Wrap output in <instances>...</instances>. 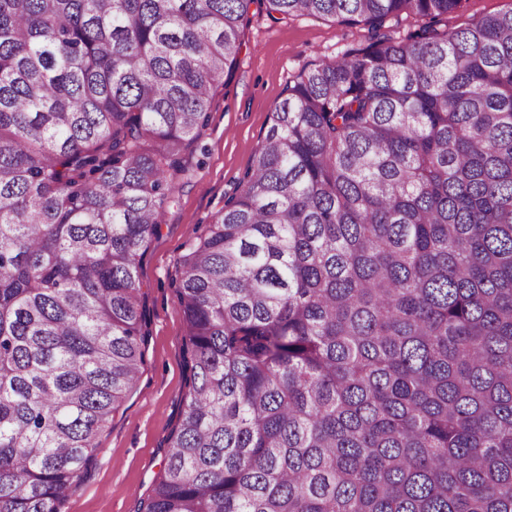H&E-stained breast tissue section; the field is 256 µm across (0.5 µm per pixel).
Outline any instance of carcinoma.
Masks as SVG:
<instances>
[{
    "instance_id": "carcinoma-1",
    "label": "carcinoma",
    "mask_w": 512,
    "mask_h": 512,
    "mask_svg": "<svg viewBox=\"0 0 512 512\" xmlns=\"http://www.w3.org/2000/svg\"><path fill=\"white\" fill-rule=\"evenodd\" d=\"M255 0H0V512H60L142 365L139 270ZM407 42L303 70L178 261L138 512H512V9L265 0ZM512 7V0H466L460 10L448 14L440 22V27L455 31L467 27L474 20ZM423 21L414 15H402L398 22L391 21L382 30L394 41H400L420 28Z\"/></svg>"
}]
</instances>
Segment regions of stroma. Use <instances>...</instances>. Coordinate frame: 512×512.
Here are the masks:
<instances>
[{
  "mask_svg": "<svg viewBox=\"0 0 512 512\" xmlns=\"http://www.w3.org/2000/svg\"><path fill=\"white\" fill-rule=\"evenodd\" d=\"M242 41L234 71L215 93L207 126L184 159L177 202L165 210L159 234L147 244L140 269L147 331L141 374L61 512H137L149 495L163 472L167 438L187 392L184 324L171 286L178 259L237 194L288 84L319 61L368 47L371 33L365 25L333 18L276 21L255 2Z\"/></svg>",
  "mask_w": 512,
  "mask_h": 512,
  "instance_id": "obj_1",
  "label": "stroma"
}]
</instances>
